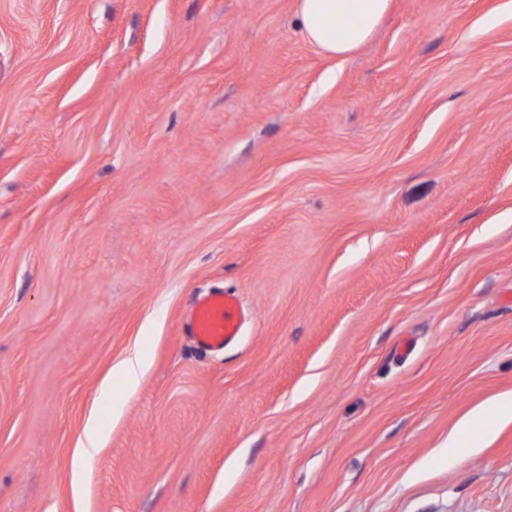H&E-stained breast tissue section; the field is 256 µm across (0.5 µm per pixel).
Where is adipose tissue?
<instances>
[{
  "mask_svg": "<svg viewBox=\"0 0 512 512\" xmlns=\"http://www.w3.org/2000/svg\"><path fill=\"white\" fill-rule=\"evenodd\" d=\"M390 0H296L298 28L320 52L346 59L373 34Z\"/></svg>",
  "mask_w": 512,
  "mask_h": 512,
  "instance_id": "ef3b65f1",
  "label": "adipose tissue"
}]
</instances>
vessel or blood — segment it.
I'll list each match as a JSON object with an SVG mask.
<instances>
[{
  "instance_id": "1",
  "label": "vessel or blood",
  "mask_w": 512,
  "mask_h": 512,
  "mask_svg": "<svg viewBox=\"0 0 512 512\" xmlns=\"http://www.w3.org/2000/svg\"><path fill=\"white\" fill-rule=\"evenodd\" d=\"M243 321V308L237 296L228 291H214L197 301L188 329L199 346L219 350L236 339Z\"/></svg>"
}]
</instances>
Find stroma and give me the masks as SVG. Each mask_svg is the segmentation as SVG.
<instances>
[{
    "instance_id": "35a3bbf8",
    "label": "stroma",
    "mask_w": 512,
    "mask_h": 512,
    "mask_svg": "<svg viewBox=\"0 0 512 512\" xmlns=\"http://www.w3.org/2000/svg\"><path fill=\"white\" fill-rule=\"evenodd\" d=\"M510 392L512 0H0V512H512ZM298 28L320 52L351 57L373 34L390 0H296ZM243 321V308L237 296L229 291H214L197 301L188 329L199 346L219 350L236 339ZM146 368V360L142 356L134 353L118 363L113 368V371H116L125 379L129 390H134L139 383L140 377L146 371ZM104 438V431L93 417L89 418L85 424L83 438L80 441L79 456L89 462L94 459L97 451L101 448ZM470 420H465L455 428L448 437V455H457L459 449L463 446L469 448H475L479 443L482 435L471 436V430L469 428ZM463 439L467 440V443H463Z\"/></svg>"
}]
</instances>
